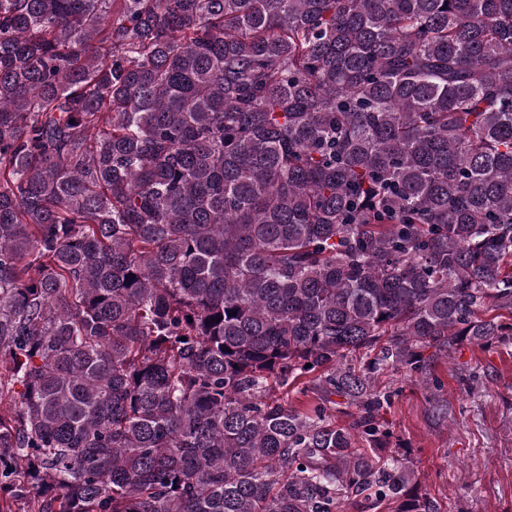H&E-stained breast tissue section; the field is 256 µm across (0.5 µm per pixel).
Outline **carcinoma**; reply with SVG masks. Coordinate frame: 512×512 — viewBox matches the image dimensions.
Returning a JSON list of instances; mask_svg holds the SVG:
<instances>
[{"label": "carcinoma", "mask_w": 512, "mask_h": 512, "mask_svg": "<svg viewBox=\"0 0 512 512\" xmlns=\"http://www.w3.org/2000/svg\"><path fill=\"white\" fill-rule=\"evenodd\" d=\"M505 336L512 0H0V512H441ZM436 379L448 421L416 376L388 370L379 382L394 392L386 417L420 491L441 512H512V340L465 343L433 365Z\"/></svg>", "instance_id": "carcinoma-1"}]
</instances>
